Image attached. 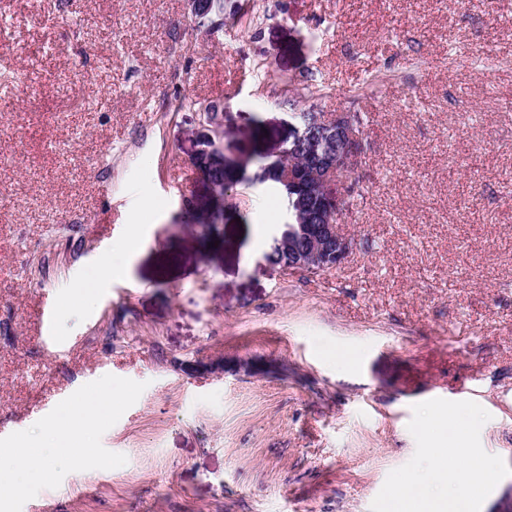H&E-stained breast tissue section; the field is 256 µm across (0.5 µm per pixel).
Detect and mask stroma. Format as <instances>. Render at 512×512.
Returning a JSON list of instances; mask_svg holds the SVG:
<instances>
[{
    "label": "stroma",
    "mask_w": 512,
    "mask_h": 512,
    "mask_svg": "<svg viewBox=\"0 0 512 512\" xmlns=\"http://www.w3.org/2000/svg\"><path fill=\"white\" fill-rule=\"evenodd\" d=\"M311 110L368 116L353 246L289 273L264 169ZM107 374L126 464L22 512H370L435 398L512 466V0H0V438Z\"/></svg>",
    "instance_id": "stroma-1"
}]
</instances>
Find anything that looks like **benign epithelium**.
<instances>
[{
	"label": "benign epithelium",
	"mask_w": 512,
	"mask_h": 512,
	"mask_svg": "<svg viewBox=\"0 0 512 512\" xmlns=\"http://www.w3.org/2000/svg\"><path fill=\"white\" fill-rule=\"evenodd\" d=\"M320 130L311 138L297 127L276 169L289 193L288 217L305 225L300 236H282L291 273H313L334 269L348 257L352 242L337 224L340 211L338 187L348 183L362 163L363 147L351 112L313 113ZM315 160V170L307 172L298 151Z\"/></svg>",
	"instance_id": "1"
}]
</instances>
